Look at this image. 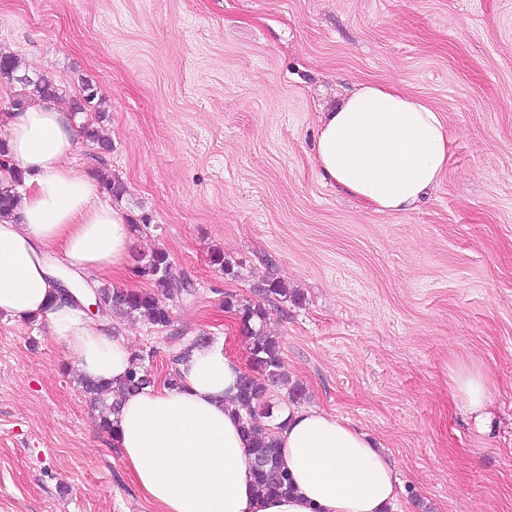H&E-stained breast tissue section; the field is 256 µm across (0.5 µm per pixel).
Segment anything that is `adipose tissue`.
<instances>
[{
	"label": "adipose tissue",
	"instance_id": "obj_1",
	"mask_svg": "<svg viewBox=\"0 0 512 512\" xmlns=\"http://www.w3.org/2000/svg\"><path fill=\"white\" fill-rule=\"evenodd\" d=\"M10 154L34 190L16 217L0 221V315L46 320L80 374L121 382L130 340L109 336L83 307L53 302L80 271L103 275L129 258L131 227L73 161V116L59 100L38 98L0 117ZM448 161V127L423 101L366 84L326 113L315 164L338 190L379 212L414 210ZM62 245L65 271L44 251ZM181 383L157 385L124 400L113 444L158 512H386L395 472L349 420L318 409H289L276 439L291 479L285 495L256 491L250 440L232 398L242 362L213 343L179 366Z\"/></svg>",
	"mask_w": 512,
	"mask_h": 512
}]
</instances>
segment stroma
Listing matches in <instances>:
<instances>
[{
	"instance_id": "obj_1",
	"label": "stroma",
	"mask_w": 512,
	"mask_h": 512,
	"mask_svg": "<svg viewBox=\"0 0 512 512\" xmlns=\"http://www.w3.org/2000/svg\"><path fill=\"white\" fill-rule=\"evenodd\" d=\"M0 114L44 76L86 106L76 164L126 192L133 224L117 288L165 249L192 296L171 328L112 333L153 350L205 332L247 359L224 298L267 279L287 386L348 419L388 459L394 512H512V0H0ZM364 83L441 112L448 165L415 211L380 213L327 183L323 113ZM223 250L227 275L210 261ZM490 383L483 415L451 390ZM74 358L46 322L0 317V512H156L97 423ZM455 395L474 411L484 409L488 400V380L479 371L459 370L450 376Z\"/></svg>"
}]
</instances>
